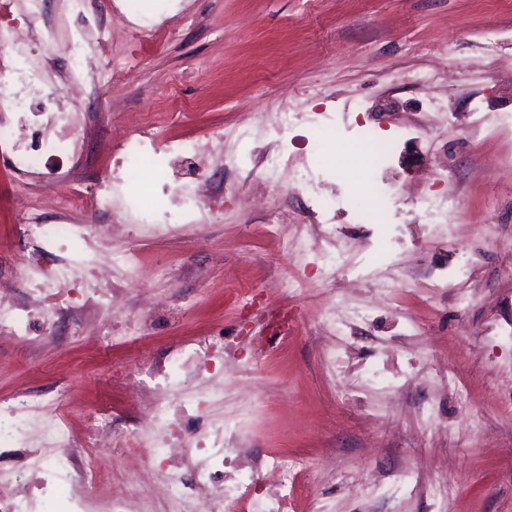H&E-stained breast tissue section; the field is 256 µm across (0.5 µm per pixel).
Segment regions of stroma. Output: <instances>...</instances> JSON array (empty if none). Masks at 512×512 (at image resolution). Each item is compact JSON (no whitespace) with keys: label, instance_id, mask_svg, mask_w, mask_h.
<instances>
[{"label":"stroma","instance_id":"stroma-1","mask_svg":"<svg viewBox=\"0 0 512 512\" xmlns=\"http://www.w3.org/2000/svg\"><path fill=\"white\" fill-rule=\"evenodd\" d=\"M176 35L151 44L114 26L98 46L102 61L130 65L105 113L101 94H60L64 62L53 61L44 92L55 94L82 134L79 153L49 158L67 169L61 194L103 192L120 158L125 115L154 117L168 142L221 133L205 169L225 190L200 224L129 225L109 231L97 213L89 240L58 242L33 257L20 231L18 176L0 162V267L17 301H31L30 340L0 331V399L36 394L68 423L75 466L93 457L98 479L77 491L76 512H110L114 495L146 493L158 461L97 439L108 414L132 428L136 389L181 396L178 378L161 384L138 374L145 362L180 358L193 340L223 336L214 357L196 363L207 390L198 417L183 420L182 445L194 448L215 422L237 434L253 463L285 456L302 464V494L287 512H512V0H175ZM496 32L486 42V32ZM486 122L475 142L473 110ZM298 113L284 138L288 165L279 187L261 185L260 158L278 144L279 112ZM329 112L337 135L316 148L309 118ZM398 151L372 176L373 191L349 167L362 130ZM250 138H243V131ZM237 156L234 168L219 155ZM326 172V190L347 201L334 222L336 283L323 285L311 256L288 250L268 228L288 210L306 216L308 196L292 192L308 169ZM196 191L166 161L144 169L124 192L151 211L169 206L164 181ZM458 191L462 207L425 224L412 198ZM376 204L379 224L354 223L352 203ZM84 259L77 281L51 298L29 295L31 267L50 276L56 255ZM120 293L90 289L99 260ZM458 280L440 287L447 270ZM302 286L281 293L280 281ZM399 286L386 290L389 280ZM335 311L336 327L322 317ZM64 402H57V395ZM38 430L0 447V499L53 497L35 465Z\"/></svg>","mask_w":512,"mask_h":512}]
</instances>
